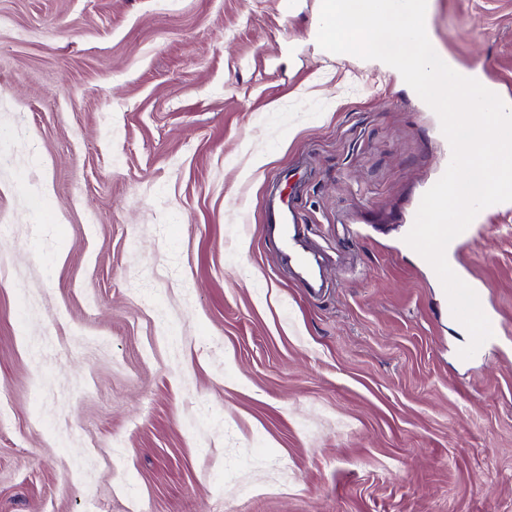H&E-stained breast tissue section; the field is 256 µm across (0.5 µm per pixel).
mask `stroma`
I'll return each mask as SVG.
<instances>
[{"label":"stroma","mask_w":512,"mask_h":512,"mask_svg":"<svg viewBox=\"0 0 512 512\" xmlns=\"http://www.w3.org/2000/svg\"><path fill=\"white\" fill-rule=\"evenodd\" d=\"M320 5L0 0V512H512V215L457 256L501 324L465 361L404 241L440 119ZM429 28L512 97V0ZM264 228L266 236L277 244L281 262L303 288L314 296H321L322 275L308 224H302L297 211L287 205L270 213Z\"/></svg>","instance_id":"1"}]
</instances>
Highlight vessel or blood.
I'll use <instances>...</instances> for the list:
<instances>
[{"label": "vessel or blood", "mask_w": 512, "mask_h": 512, "mask_svg": "<svg viewBox=\"0 0 512 512\" xmlns=\"http://www.w3.org/2000/svg\"><path fill=\"white\" fill-rule=\"evenodd\" d=\"M265 233L276 243L281 262L293 272L302 287L312 295H322L323 282L316 260L317 249L310 230L302 224L297 211L286 206L270 213Z\"/></svg>", "instance_id": "vessel-or-blood-1"}]
</instances>
